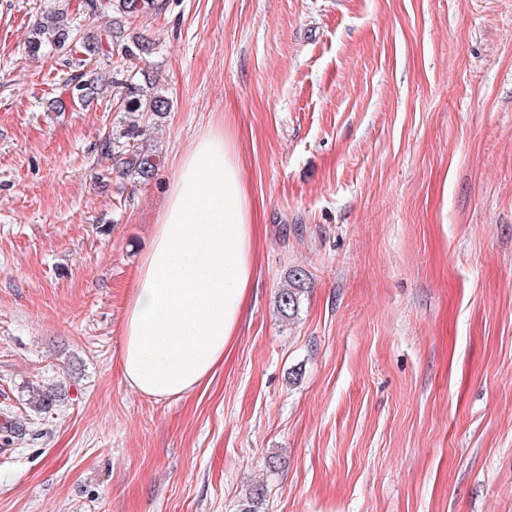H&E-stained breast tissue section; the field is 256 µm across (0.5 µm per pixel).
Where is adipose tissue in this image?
<instances>
[{
	"instance_id": "obj_1",
	"label": "adipose tissue",
	"mask_w": 512,
	"mask_h": 512,
	"mask_svg": "<svg viewBox=\"0 0 512 512\" xmlns=\"http://www.w3.org/2000/svg\"><path fill=\"white\" fill-rule=\"evenodd\" d=\"M256 240L235 134L210 130L182 157L136 268L120 355L132 388L174 398L212 378L250 298Z\"/></svg>"
}]
</instances>
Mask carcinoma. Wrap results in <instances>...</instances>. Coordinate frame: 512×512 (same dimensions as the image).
I'll return each mask as SVG.
<instances>
[{"label": "carcinoma", "mask_w": 512, "mask_h": 512, "mask_svg": "<svg viewBox=\"0 0 512 512\" xmlns=\"http://www.w3.org/2000/svg\"><path fill=\"white\" fill-rule=\"evenodd\" d=\"M110 7L125 19H137L157 13L162 9L159 0H109ZM70 38L69 3L58 0L46 16V21L38 24L35 35L29 40V52L36 56L45 49L60 47ZM83 45L93 55H102L110 60L114 55L121 58H134L151 51L149 42L138 37L133 40L123 38L122 31L114 27L85 37ZM72 98L83 104L107 92L115 90L117 102L122 111L129 115L126 128L113 137H106L102 149L110 154L113 169L120 175H134L143 180L152 178L159 165V155L147 144H138L145 129L142 123L156 126L170 108V102L160 93L136 76L130 74L124 79H114L111 75L97 70L84 73L69 83ZM308 274L304 268H295L288 273V280L276 294L277 312L285 319L297 315L306 290ZM59 394L53 389L32 391L30 405L40 412H49L57 402ZM26 428L19 419L8 420L0 425V444L10 446L14 440L24 435ZM264 488L260 484L252 486L242 502L241 512H257L262 505Z\"/></svg>", "instance_id": "cac0c4a2"}]
</instances>
